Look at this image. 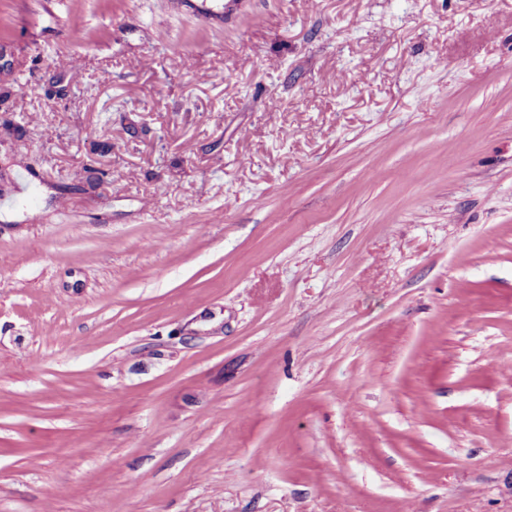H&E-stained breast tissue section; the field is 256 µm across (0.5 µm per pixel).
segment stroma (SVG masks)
<instances>
[{
  "label": "stroma",
  "instance_id": "obj_1",
  "mask_svg": "<svg viewBox=\"0 0 512 512\" xmlns=\"http://www.w3.org/2000/svg\"><path fill=\"white\" fill-rule=\"evenodd\" d=\"M42 2L0 512H512V0Z\"/></svg>",
  "mask_w": 512,
  "mask_h": 512
}]
</instances>
